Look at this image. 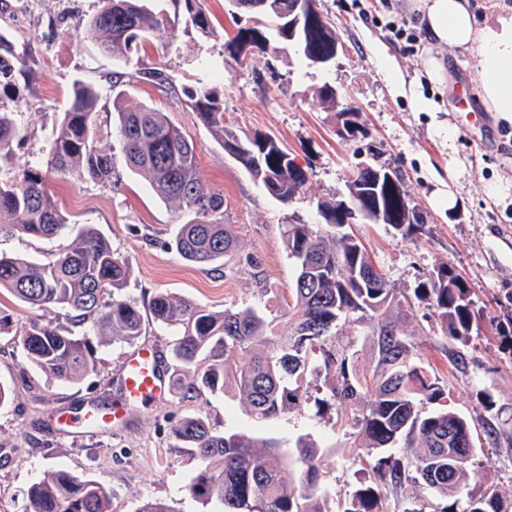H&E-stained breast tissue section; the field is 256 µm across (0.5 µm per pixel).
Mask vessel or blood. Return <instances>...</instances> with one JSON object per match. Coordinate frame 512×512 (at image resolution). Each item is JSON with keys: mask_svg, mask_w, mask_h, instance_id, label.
<instances>
[{"mask_svg": "<svg viewBox=\"0 0 512 512\" xmlns=\"http://www.w3.org/2000/svg\"><path fill=\"white\" fill-rule=\"evenodd\" d=\"M122 377L126 404L138 407L165 399L171 390L167 373L161 372L154 351L141 347L131 352L123 362ZM110 414L91 409L83 416L73 418L61 416L64 427L87 428L88 425L102 426L111 423Z\"/></svg>", "mask_w": 512, "mask_h": 512, "instance_id": "b4317fda", "label": "vessel or blood"}]
</instances>
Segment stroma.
Wrapping results in <instances>:
<instances>
[{"label": "stroma", "mask_w": 512, "mask_h": 512, "mask_svg": "<svg viewBox=\"0 0 512 512\" xmlns=\"http://www.w3.org/2000/svg\"><path fill=\"white\" fill-rule=\"evenodd\" d=\"M150 2L169 25L124 61L102 54L77 34L78 23L99 9L100 0H0V32L24 55L28 69L14 89L21 103L17 161L48 144L74 78L94 85L100 93L97 144L112 153L114 182L53 174L48 186L70 222L94 225L128 260L131 278L124 296L144 308L156 292L166 291L215 311L250 306L278 323L285 319L295 281V266L282 243L285 225L326 231L318 205L343 198L354 169L385 164L398 170L424 218L420 233L407 236L360 217L351 230L398 292L412 295L419 281L447 264L482 300L483 334L468 344L446 335L419 302L404 318L403 330L414 361L434 372L449 406L471 425L476 451L468 492L492 486L512 496V355L502 350L495 333L498 323L512 318L504 300L512 292V133L478 102L463 55L441 50L448 79L441 87L429 83L421 43H408L395 29L407 19L404 0H317L345 44L327 69L307 66L296 47L282 42L238 60L225 55V41L255 21L254 15L233 13L229 0H204L215 28L211 37L187 23L173 0ZM379 48L406 82L423 98L444 104V111L417 110L397 95L376 58ZM145 65L163 67L173 90L138 82L137 71ZM117 72L127 105L165 112L195 143L200 176L223 194L224 221L238 239L236 255L224 265H197L171 248L189 216L160 202L127 167L112 115L110 85ZM326 83L357 110L362 132L355 139L337 136L334 114L315 96V88ZM206 85L223 97L226 127L241 137L275 138L306 172L308 183L294 200L284 204L268 196L186 107L184 88ZM447 189L458 199L449 212L435 203L438 191ZM70 240L67 234L53 239L0 234V252L43 260ZM93 346L97 373L70 384L33 369L21 346L0 336V384L12 391L10 401L0 405V512H22L24 490L57 468L93 476L107 487L108 512H136L144 499L164 502L175 512H218L219 503L205 506L189 494L201 461L176 447L170 432L179 418L194 414L217 431H248L285 447L311 435L325 454L322 482L330 512H343L353 486L365 476L335 414L317 413L310 405L299 414L257 422L229 391L192 398L173 394L124 410L118 421L95 432L67 431L56 422L59 414L73 416L90 406L108 411L124 397L120 371L133 345L97 340ZM489 397L495 402L490 410L485 407ZM491 429L497 433L493 441L487 435Z\"/></svg>", "instance_id": "stroma-1"}]
</instances>
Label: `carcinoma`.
I'll use <instances>...</instances> for the list:
<instances>
[{
  "instance_id": "obj_1",
  "label": "carcinoma",
  "mask_w": 512,
  "mask_h": 512,
  "mask_svg": "<svg viewBox=\"0 0 512 512\" xmlns=\"http://www.w3.org/2000/svg\"><path fill=\"white\" fill-rule=\"evenodd\" d=\"M191 25L202 35L214 34L201 0H182ZM256 12L274 21L278 38L288 42L290 0H261ZM166 16L147 0H102L100 9L79 34L114 58L139 50L148 37L167 27ZM337 32L326 19L313 27L301 50L303 58L324 54L336 44ZM270 38L259 26L241 28L224 42L233 59L265 53ZM0 81L12 84L26 73L23 58L0 35ZM138 80L158 88L171 85L161 67H144ZM187 105L211 129L215 139L272 198L288 203L299 195L308 177L294 166L288 151L267 135L244 140L224 128V102L213 88L183 91ZM120 81L112 82V105L118 116L126 163L142 176L165 203L190 215L172 246L185 260L217 264L231 256L237 238L224 223V195L205 185L197 171L196 147L167 115L153 108L125 104ZM99 94L76 79L68 107L49 144L34 159L19 164L15 146L20 129L16 101L0 97V231L51 239L69 227L47 185L52 173L80 172L100 183L115 175L112 153L93 139ZM357 169L347 181V199L325 201L320 212L336 226V210L347 218L358 213L391 224L409 235L422 230L423 217L411 206L400 175L385 165ZM283 245L296 264L286 327L276 331L252 307L213 311L166 291L149 302L153 320L175 333L168 367L173 391L199 394L231 387L248 414L262 422L300 413L310 400L306 380L317 383L319 411L343 407L342 425L354 437L358 459L371 460L372 477L350 494L343 512H388L389 494L420 482L438 502L416 497L403 512H512V499L496 491L462 494L468 466L453 456L473 447L468 422L446 407L422 415L421 405L442 398L444 389L411 357V343L401 327L395 289L374 265L362 243L347 232L323 234L308 224H287ZM131 277L128 261L111 243L85 224L71 242L45 263L0 254V289L20 303L42 309L75 312L81 332L32 319L17 340L30 365L47 376L78 383L97 370L91 337L132 342L142 335L138 304L122 296ZM414 297L428 304L429 317L439 320L448 336L469 343L481 334L479 298L451 266H441L419 282ZM376 337L377 370L370 378L356 370L355 337ZM249 355L231 363L238 353ZM180 447L201 460L191 480L190 495L207 506L216 501L222 512H329L321 488L324 456L309 435L293 448L274 439L241 432H218L201 416H185L171 426ZM403 440L401 456L383 454ZM109 491L92 478L64 469L49 472L25 492L24 512H108Z\"/></svg>"
}]
</instances>
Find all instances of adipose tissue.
<instances>
[{"label":"adipose tissue","mask_w":512,"mask_h":512,"mask_svg":"<svg viewBox=\"0 0 512 512\" xmlns=\"http://www.w3.org/2000/svg\"><path fill=\"white\" fill-rule=\"evenodd\" d=\"M406 8L422 41L468 52L486 111L512 121V0L488 13L477 0H407Z\"/></svg>","instance_id":"1"}]
</instances>
